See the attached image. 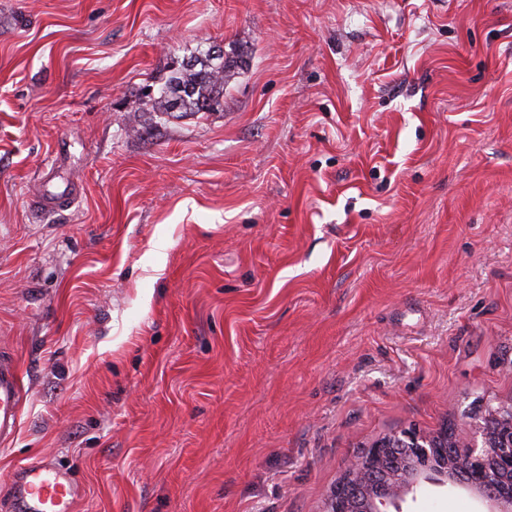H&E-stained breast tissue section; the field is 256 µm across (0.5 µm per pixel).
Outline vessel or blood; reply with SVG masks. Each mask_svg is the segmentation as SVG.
Returning a JSON list of instances; mask_svg holds the SVG:
<instances>
[{
    "label": "vessel or blood",
    "instance_id": "vessel-or-blood-1",
    "mask_svg": "<svg viewBox=\"0 0 512 512\" xmlns=\"http://www.w3.org/2000/svg\"><path fill=\"white\" fill-rule=\"evenodd\" d=\"M22 398L19 371L14 363L0 356V443L11 441L18 428ZM81 496L71 475L47 461L20 467L9 488L15 512H74Z\"/></svg>",
    "mask_w": 512,
    "mask_h": 512
}]
</instances>
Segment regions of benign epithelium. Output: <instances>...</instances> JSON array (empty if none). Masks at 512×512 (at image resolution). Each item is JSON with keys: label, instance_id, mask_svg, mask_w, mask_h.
Segmentation results:
<instances>
[{"label": "benign epithelium", "instance_id": "benign-epithelium-1", "mask_svg": "<svg viewBox=\"0 0 512 512\" xmlns=\"http://www.w3.org/2000/svg\"><path fill=\"white\" fill-rule=\"evenodd\" d=\"M480 438L448 449V463L432 461L437 443L414 428L393 434L408 456L402 471L389 474L378 468L390 439L364 449L348 466L344 481L330 493L326 512H385L387 503L425 485L461 488L478 496L487 512H512V406L489 408L481 417Z\"/></svg>", "mask_w": 512, "mask_h": 512}]
</instances>
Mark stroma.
<instances>
[{
    "label": "stroma",
    "instance_id": "1",
    "mask_svg": "<svg viewBox=\"0 0 512 512\" xmlns=\"http://www.w3.org/2000/svg\"><path fill=\"white\" fill-rule=\"evenodd\" d=\"M215 112L141 106L209 46ZM6 488L324 512L388 434L512 403V0H0ZM400 512H480L429 485ZM22 398L19 371L14 363L0 356V443L11 441L18 428ZM80 496L71 475L47 461L20 467L9 488V500L17 512H73Z\"/></svg>",
    "mask_w": 512,
    "mask_h": 512
}]
</instances>
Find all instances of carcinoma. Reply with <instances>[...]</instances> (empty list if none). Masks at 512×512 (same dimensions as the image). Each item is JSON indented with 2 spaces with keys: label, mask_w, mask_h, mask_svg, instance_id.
I'll list each match as a JSON object with an SVG mask.
<instances>
[{
  "label": "carcinoma",
  "mask_w": 512,
  "mask_h": 512,
  "mask_svg": "<svg viewBox=\"0 0 512 512\" xmlns=\"http://www.w3.org/2000/svg\"><path fill=\"white\" fill-rule=\"evenodd\" d=\"M238 58L234 49L216 61L201 53L193 59L192 68L181 66L170 77L160 96L151 99L152 108L160 112L176 108L191 114L212 111L214 100L224 98V85L238 67Z\"/></svg>",
  "instance_id": "1"
}]
</instances>
